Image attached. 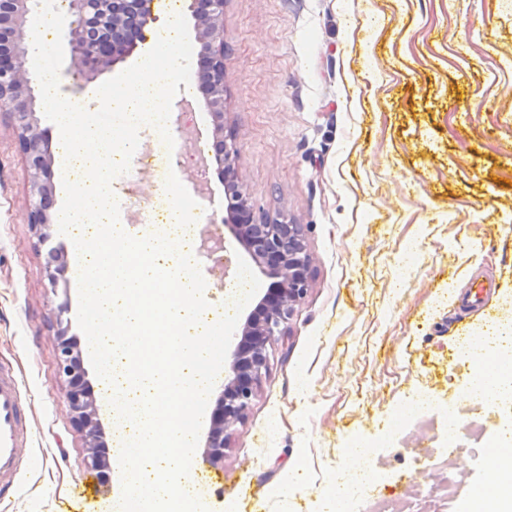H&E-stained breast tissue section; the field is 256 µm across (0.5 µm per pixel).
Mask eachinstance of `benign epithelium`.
<instances>
[{
  "label": "benign epithelium",
  "mask_w": 512,
  "mask_h": 512,
  "mask_svg": "<svg viewBox=\"0 0 512 512\" xmlns=\"http://www.w3.org/2000/svg\"><path fill=\"white\" fill-rule=\"evenodd\" d=\"M226 0H191L199 60L196 79L213 121L212 143L204 165H214L227 195L224 224L236 242L274 280L246 318L240 340L225 363L224 387L216 399L207 432L203 458L216 465L224 461V448L233 427L241 422L267 372V349L283 335L297 307L305 299L312 273V257L301 224L255 217L254 205L240 189L235 171L236 138L224 133V4ZM39 0H0V112L13 119L30 174V224L39 231L49 223L53 205V168L50 140L36 115L32 73L17 66L27 54L24 43L26 17ZM156 21L151 0H71L68 23L75 70L103 71L126 58L141 30ZM47 278L57 286L65 272L62 251H49ZM67 308L56 316V377L66 384V401L72 419L85 438L86 462L96 471L109 463L97 418L93 388L75 343L68 337Z\"/></svg>",
  "instance_id": "obj_1"
}]
</instances>
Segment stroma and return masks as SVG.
I'll return each instance as SVG.
<instances>
[{"label": "stroma", "instance_id": "1", "mask_svg": "<svg viewBox=\"0 0 512 512\" xmlns=\"http://www.w3.org/2000/svg\"><path fill=\"white\" fill-rule=\"evenodd\" d=\"M137 42L112 71L88 72L66 96L98 106L97 87L149 49ZM224 129L237 137V180L257 211L305 227L308 293L267 350L268 368L224 451L205 468L208 512H327L324 474L349 440L386 425L416 387L454 396L475 365L460 337L512 323V0H226ZM176 139L164 170L197 202L199 229L224 236L216 170ZM29 172L0 112V366L14 370L32 413L16 488L0 512H106L121 490L112 422L98 409L110 476L85 463V441L56 378L54 316L66 306L78 347L72 277L50 288L48 251L75 248L29 222ZM416 264L397 280V258ZM492 282L467 306L470 281ZM382 459L391 487L435 491L405 448Z\"/></svg>", "mask_w": 512, "mask_h": 512}]
</instances>
